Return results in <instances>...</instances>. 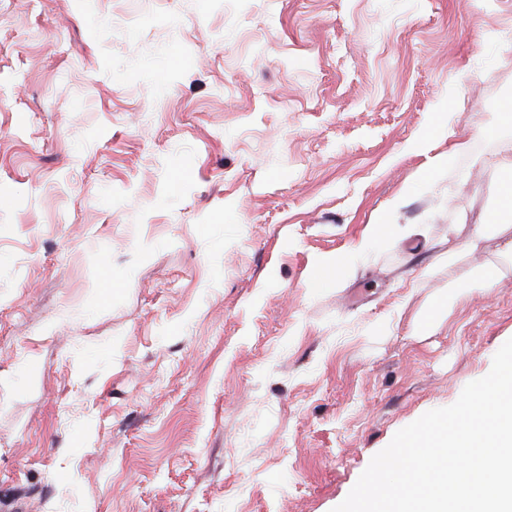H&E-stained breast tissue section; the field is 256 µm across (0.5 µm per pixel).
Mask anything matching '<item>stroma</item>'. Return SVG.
<instances>
[{
  "mask_svg": "<svg viewBox=\"0 0 512 512\" xmlns=\"http://www.w3.org/2000/svg\"><path fill=\"white\" fill-rule=\"evenodd\" d=\"M511 103L512 0H0V512H332L512 338ZM503 153L500 169L504 173V177L498 186V205L500 215L507 216L508 223H510L512 214V142L503 146Z\"/></svg>",
  "mask_w": 512,
  "mask_h": 512,
  "instance_id": "35a3bbf8",
  "label": "stroma"
}]
</instances>
